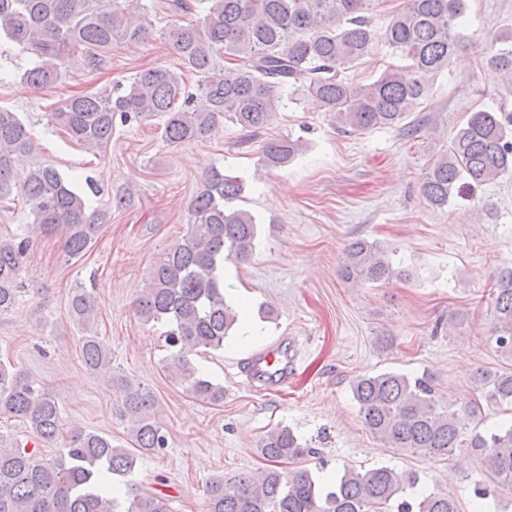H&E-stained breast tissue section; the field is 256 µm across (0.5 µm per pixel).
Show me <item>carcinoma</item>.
I'll use <instances>...</instances> for the list:
<instances>
[{
    "label": "carcinoma",
    "mask_w": 512,
    "mask_h": 512,
    "mask_svg": "<svg viewBox=\"0 0 512 512\" xmlns=\"http://www.w3.org/2000/svg\"><path fill=\"white\" fill-rule=\"evenodd\" d=\"M369 2L150 0L146 13L136 0H0V42L13 43L34 59L23 74L28 82L53 89L70 69L99 72L112 48L147 41L151 18L170 19L160 36L182 70L198 77L196 96L186 95L183 75L153 66L138 71L126 89L118 82L108 92L60 100L51 122L88 149L105 148L118 122L155 117L172 146L210 137L222 120L257 137L299 95L314 99L343 131L363 134L403 122L465 47L459 28L466 0H405L381 32L368 16ZM379 38L399 63L371 81L355 80L348 71ZM487 64L512 83V40L494 39ZM32 149L30 126L17 113L0 109V201L20 191L34 222L60 234L66 255L78 259L98 237L107 212L88 210L82 195L50 165L18 171L16 159ZM301 150V141L289 135L267 138L259 161L268 169L283 168ZM508 175L512 112L478 110L447 148L433 153L421 191L431 206L443 209L454 193ZM244 192V179L211 172L189 207L186 235L153 266L135 301L143 322L166 327L167 344L177 348L171 365L176 379L207 404L224 401V387L201 374L188 354L221 349L236 332L239 312L226 299L222 266L253 255L256 219L234 205ZM27 252L25 239H0V313L19 300ZM411 275L395 267L375 241L356 239L345 249L341 277L347 283L386 284ZM493 295V339L511 357L512 267L500 272ZM69 305L79 325L94 322L95 301L86 289H73ZM81 360L89 372L112 378V357L90 332L81 337ZM473 380L480 398L512 405V372L481 370ZM123 382L122 414L130 422L132 448L75 429L59 456L46 459L0 431V512H170L166 497L131 483L138 456L166 448L168 440L155 419L154 393ZM352 394L365 427L383 447L428 460L464 447L496 487L512 492V424L486 434L471 429L481 415L479 401L445 403L429 378L397 372L359 375ZM2 416L22 423L47 448L63 433L57 399L9 360H0ZM258 448L268 467L211 478L204 489L206 512H458L454 496L418 493L416 474L384 465L364 472L345 465L331 480L316 481L297 464L318 455L317 449L302 444L288 426L271 428ZM288 464L295 468L286 469Z\"/></svg>",
    "instance_id": "obj_1"
}]
</instances>
